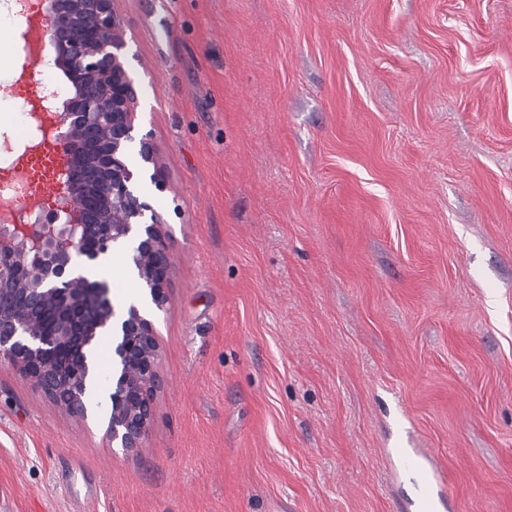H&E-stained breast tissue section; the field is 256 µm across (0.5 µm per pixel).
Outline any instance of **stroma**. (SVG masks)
Returning <instances> with one entry per match:
<instances>
[{"label": "stroma", "instance_id": "obj_1", "mask_svg": "<svg viewBox=\"0 0 512 512\" xmlns=\"http://www.w3.org/2000/svg\"><path fill=\"white\" fill-rule=\"evenodd\" d=\"M174 263L143 448L0 363V512H512V0H114ZM0 13V84L62 73ZM496 308H488V294ZM397 451L404 469L415 476L422 488L418 499L407 502L406 509L414 506L417 512H438L441 507L446 508L445 500L432 492V488L444 480V476L434 468L432 461L416 448H397Z\"/></svg>", "mask_w": 512, "mask_h": 512}]
</instances>
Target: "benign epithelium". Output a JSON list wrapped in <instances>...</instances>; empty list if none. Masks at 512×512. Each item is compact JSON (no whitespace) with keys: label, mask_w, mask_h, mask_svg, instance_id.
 I'll return each mask as SVG.
<instances>
[{"label":"benign epithelium","mask_w":512,"mask_h":512,"mask_svg":"<svg viewBox=\"0 0 512 512\" xmlns=\"http://www.w3.org/2000/svg\"><path fill=\"white\" fill-rule=\"evenodd\" d=\"M20 38L39 57L50 46V64L66 81L60 102L55 95L27 100L28 115L52 132L27 150L50 144L65 180L53 205L20 202L15 216L0 213V362L51 399L68 396L64 408L85 419L88 353L111 336L119 372L106 381L105 435L112 447L133 452L143 447L160 387L154 326L135 305L116 317L107 281L74 276V259L94 260L133 234L130 264L155 306L166 303L170 239L162 215L136 185L146 174L159 191L167 185L150 136L137 131L125 23L112 0H45L38 38L30 26ZM133 148L143 162L139 170L126 162Z\"/></svg>","instance_id":"benign-epithelium-1"}]
</instances>
